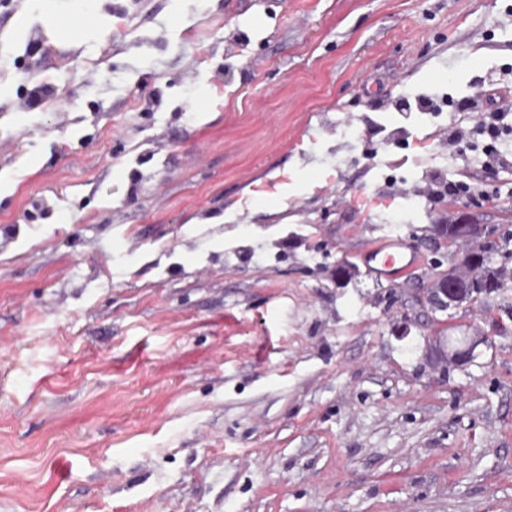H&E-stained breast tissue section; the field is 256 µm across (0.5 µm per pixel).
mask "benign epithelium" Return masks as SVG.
Wrapping results in <instances>:
<instances>
[{"label": "benign epithelium", "mask_w": 512, "mask_h": 512, "mask_svg": "<svg viewBox=\"0 0 512 512\" xmlns=\"http://www.w3.org/2000/svg\"><path fill=\"white\" fill-rule=\"evenodd\" d=\"M426 247L433 253L450 257V265L444 268L439 261L431 264L432 274L427 287L418 294L416 301L431 313L443 315V318H437L435 322L445 326L448 312L459 309L467 302L469 287L485 273V270L475 266V255L482 254L487 267H492L491 237L484 225L473 222L469 214L461 210L453 219L441 215L432 217ZM485 339L486 333L477 329L454 339L438 336L432 355L435 362L445 369L450 364L460 365L470 358L476 346Z\"/></svg>", "instance_id": "7a95c632"}]
</instances>
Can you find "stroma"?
Returning <instances> with one entry per match:
<instances>
[{
    "mask_svg": "<svg viewBox=\"0 0 512 512\" xmlns=\"http://www.w3.org/2000/svg\"><path fill=\"white\" fill-rule=\"evenodd\" d=\"M0 13V512H512V313L435 369L421 263L359 260L399 194L369 155L415 94L489 111L512 0H80ZM39 41L30 53L31 41ZM55 102L27 108L33 85ZM347 118L354 148L325 118ZM435 144L437 210L512 230V165ZM356 268L337 285L338 265Z\"/></svg>",
    "mask_w": 512,
    "mask_h": 512,
    "instance_id": "35a3bbf8",
    "label": "stroma"
}]
</instances>
